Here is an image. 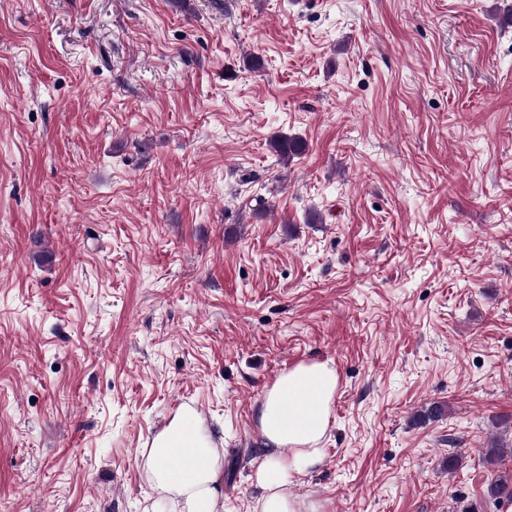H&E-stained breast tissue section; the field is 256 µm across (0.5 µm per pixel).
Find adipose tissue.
<instances>
[{
  "label": "adipose tissue",
  "mask_w": 512,
  "mask_h": 512,
  "mask_svg": "<svg viewBox=\"0 0 512 512\" xmlns=\"http://www.w3.org/2000/svg\"><path fill=\"white\" fill-rule=\"evenodd\" d=\"M338 384L335 365L321 361L295 365L265 390L256 411L266 449L255 472L258 512H318L315 503L289 494L288 480L321 462ZM146 467L170 512H219L220 457L196 416L176 414L153 436Z\"/></svg>",
  "instance_id": "1"
}]
</instances>
